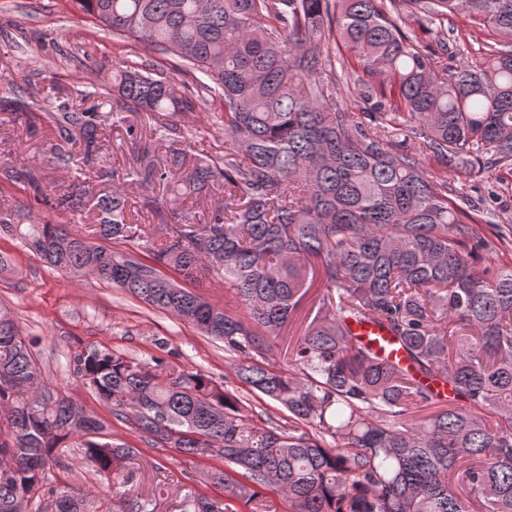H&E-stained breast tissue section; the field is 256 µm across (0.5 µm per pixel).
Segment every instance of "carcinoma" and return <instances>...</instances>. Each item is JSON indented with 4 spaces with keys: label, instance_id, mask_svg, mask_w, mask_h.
Masks as SVG:
<instances>
[{
    "label": "carcinoma",
    "instance_id": "cac0c4a2",
    "mask_svg": "<svg viewBox=\"0 0 512 512\" xmlns=\"http://www.w3.org/2000/svg\"><path fill=\"white\" fill-rule=\"evenodd\" d=\"M125 41L185 63L174 78L123 61L112 108L145 112L174 145L209 99H219L224 154L198 160L179 190L210 197L207 221L187 209L158 224H132L128 191L175 174L171 161L126 170L108 194L59 192L36 169L0 166L26 179L55 211L95 210L97 241L61 224H25L0 207V233L50 267L93 276L187 321L239 355L233 371L288 421L249 415L250 403L199 370L162 357L137 360L107 347L76 356V374L145 444L224 468L207 480L258 504L274 487L288 512H512V266L481 265L488 241L478 219L427 173L428 154L460 177L488 156L512 163V0H68ZM436 24L434 45L405 31L400 11ZM457 16L498 37L480 66L438 64L444 22ZM355 60L342 66L372 111L336 100L329 42ZM36 101L0 100L5 112ZM408 123L390 137L396 117ZM59 168L90 165L104 149L99 112L48 113ZM122 241L129 251L107 242ZM172 270L178 278L165 273ZM324 291L284 370L271 340L290 321L309 275ZM211 275L233 286L238 308L197 292ZM377 325L409 366L354 342L352 321ZM431 409L416 420L411 415ZM0 512H157L169 493H133L127 463L138 449L105 440V425L44 380L33 342L0 307ZM78 448L110 493L49 482L65 449ZM184 512H224L191 492Z\"/></svg>",
    "mask_w": 512,
    "mask_h": 512
}]
</instances>
